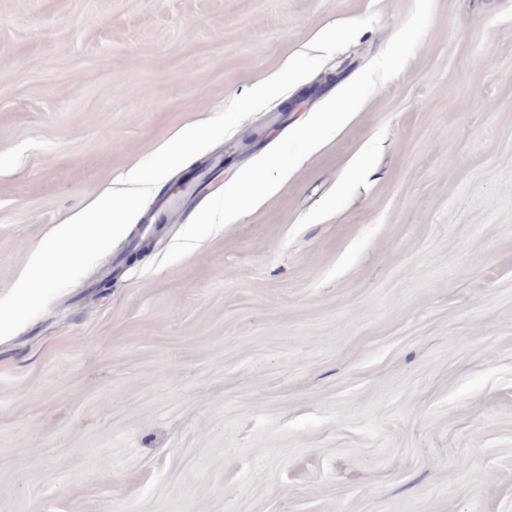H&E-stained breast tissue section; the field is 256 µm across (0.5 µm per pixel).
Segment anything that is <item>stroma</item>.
I'll return each instance as SVG.
<instances>
[{
  "label": "stroma",
  "instance_id": "1",
  "mask_svg": "<svg viewBox=\"0 0 512 512\" xmlns=\"http://www.w3.org/2000/svg\"><path fill=\"white\" fill-rule=\"evenodd\" d=\"M413 0H0V296L53 228L324 28ZM340 89L299 82L153 189L0 340V512H512V0H435L399 77L181 261L155 202L209 194ZM298 101L291 112L287 101Z\"/></svg>",
  "mask_w": 512,
  "mask_h": 512
}]
</instances>
